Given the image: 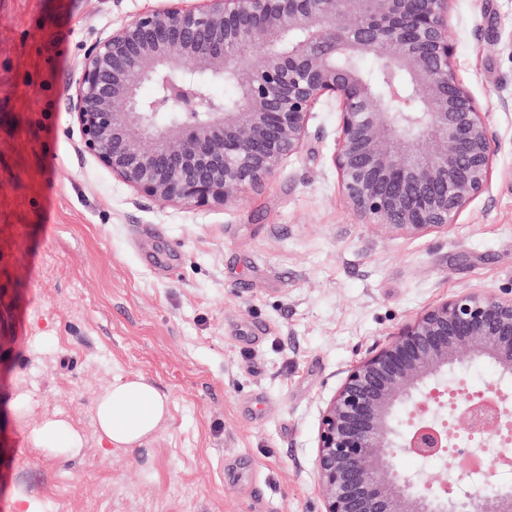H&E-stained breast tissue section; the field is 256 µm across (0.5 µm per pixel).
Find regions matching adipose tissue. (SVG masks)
Here are the masks:
<instances>
[{
    "label": "adipose tissue",
    "mask_w": 512,
    "mask_h": 512,
    "mask_svg": "<svg viewBox=\"0 0 512 512\" xmlns=\"http://www.w3.org/2000/svg\"><path fill=\"white\" fill-rule=\"evenodd\" d=\"M94 426L99 440L110 448H135L148 444L169 419V400L140 377L113 383L94 399ZM29 441L40 447H58L71 457L84 445L83 433L59 418L44 420Z\"/></svg>",
    "instance_id": "adipose-tissue-1"
}]
</instances>
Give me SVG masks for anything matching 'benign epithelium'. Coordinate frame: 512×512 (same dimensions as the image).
<instances>
[{
	"label": "benign epithelium",
	"mask_w": 512,
	"mask_h": 512,
	"mask_svg": "<svg viewBox=\"0 0 512 512\" xmlns=\"http://www.w3.org/2000/svg\"><path fill=\"white\" fill-rule=\"evenodd\" d=\"M451 0H163L95 39L68 85L80 151L135 194L186 208L224 204L298 154L313 110L336 104L333 163L351 211L407 236L448 228L492 187L485 112L455 73ZM374 55L400 84L379 90L357 60ZM231 80V107L197 91ZM160 84L151 101L138 93ZM416 111L407 109L409 102ZM178 118L156 122L159 112ZM472 350L512 376V289L464 292L405 321L350 366L318 441L320 512H512L496 483L455 510L453 480L401 471L473 455L505 423L496 398L447 382Z\"/></svg>",
	"instance_id": "7a95c632"
}]
</instances>
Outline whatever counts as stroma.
<instances>
[{
	"instance_id": "1",
	"label": "stroma",
	"mask_w": 512,
	"mask_h": 512,
	"mask_svg": "<svg viewBox=\"0 0 512 512\" xmlns=\"http://www.w3.org/2000/svg\"><path fill=\"white\" fill-rule=\"evenodd\" d=\"M159 0L0 8V512H320L322 411L349 366L457 294L512 287V0H452L456 73L487 111L489 193L448 229L381 232L350 211L319 103L302 150L223 205L137 196L79 138L66 92L86 46ZM473 391L512 377L466 354ZM140 376L170 418L106 450L97 392ZM73 458L27 440L48 418ZM28 440L40 447L64 448V453L75 457L84 445L83 433L65 419L49 418L34 428Z\"/></svg>"
}]
</instances>
